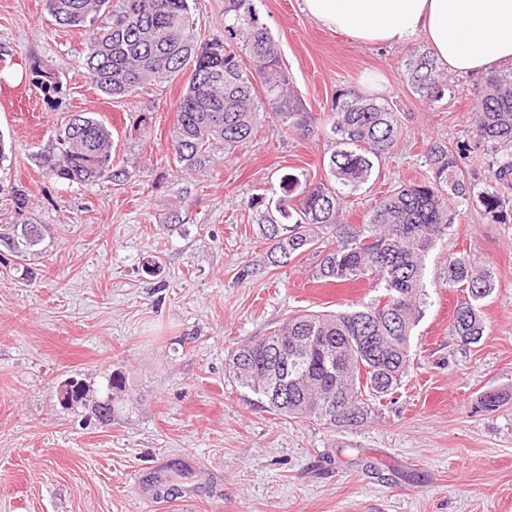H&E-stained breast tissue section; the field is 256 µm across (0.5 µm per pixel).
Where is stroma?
<instances>
[{
  "instance_id": "stroma-1",
  "label": "stroma",
  "mask_w": 512,
  "mask_h": 512,
  "mask_svg": "<svg viewBox=\"0 0 512 512\" xmlns=\"http://www.w3.org/2000/svg\"><path fill=\"white\" fill-rule=\"evenodd\" d=\"M255 6L316 118L337 93L367 95L375 83L377 101L400 114L397 151L342 222L365 223L387 190L425 176L429 142L471 143L483 77H450V93L428 103L403 78L406 49L330 33L302 0ZM84 52L46 0H0V136L12 145L0 163V229H47L28 259L33 279L0 263V512H182L188 496L194 512H512V402L479 404L485 392L512 393V199L500 219L475 201L458 207L451 238L427 260L407 373L362 426L283 419L228 377L231 352L289 316L371 295L364 280L314 282L308 256L272 266L247 206L293 170L321 178L325 139L265 128L202 172L178 173L168 138L184 79L112 99L81 68ZM41 72L54 91L36 87ZM78 112L111 128L123 184L68 185L43 165ZM17 188L28 195L21 213ZM452 257L496 273L475 344L452 331L466 297L442 283ZM116 372L126 390L109 424L61 402L70 380L105 397Z\"/></svg>"
}]
</instances>
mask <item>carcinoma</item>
Here are the masks:
<instances>
[{
    "instance_id": "1",
    "label": "carcinoma",
    "mask_w": 512,
    "mask_h": 512,
    "mask_svg": "<svg viewBox=\"0 0 512 512\" xmlns=\"http://www.w3.org/2000/svg\"><path fill=\"white\" fill-rule=\"evenodd\" d=\"M47 10L56 24L84 31L82 67L110 98L188 74L168 138L181 173L203 170L219 148L233 151L251 142L261 128L262 100L272 130L303 139L327 136L331 151L323 178L288 174L276 201L257 194L248 207L270 244L272 265L307 255L314 259L313 279H363L375 296L352 310L291 316L269 335L238 346L227 366L241 388L285 417L329 428L361 426L372 402L391 394L406 374L411 337L429 297L427 258L451 235L456 207L475 197L492 217L502 212L500 190L512 188V69L489 75L477 104L475 146L495 154L487 187L476 193L467 180L461 160L469 146L435 140L425 148L429 175L388 191L367 223L345 224L346 195L367 183L374 162L398 147V113L348 90L336 95L318 128L290 86L254 0H224V36L203 40L188 0H47ZM404 79L425 102H437L449 90L447 75L426 49L409 51ZM43 163L68 183H117L125 176L112 159V130L87 113L80 126L71 119L58 131ZM10 237L0 236V242L21 261L43 241L35 224L13 225ZM494 280L489 268L448 260L444 285L467 291L453 319L465 344L483 336L482 302ZM295 354L302 356L298 371L274 384L278 356Z\"/></svg>"
}]
</instances>
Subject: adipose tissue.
<instances>
[{
	"label": "adipose tissue",
	"instance_id": "adipose-tissue-1",
	"mask_svg": "<svg viewBox=\"0 0 512 512\" xmlns=\"http://www.w3.org/2000/svg\"><path fill=\"white\" fill-rule=\"evenodd\" d=\"M303 9L361 44L425 42L451 76L512 64V0H303Z\"/></svg>",
	"mask_w": 512,
	"mask_h": 512
}]
</instances>
